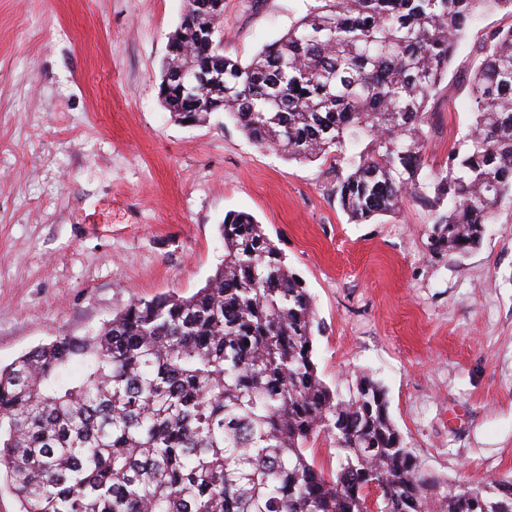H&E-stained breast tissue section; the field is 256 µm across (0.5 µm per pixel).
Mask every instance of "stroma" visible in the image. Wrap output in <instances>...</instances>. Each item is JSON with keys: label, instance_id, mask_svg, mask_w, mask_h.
I'll list each match as a JSON object with an SVG mask.
<instances>
[{"label": "stroma", "instance_id": "stroma-1", "mask_svg": "<svg viewBox=\"0 0 512 512\" xmlns=\"http://www.w3.org/2000/svg\"><path fill=\"white\" fill-rule=\"evenodd\" d=\"M310 0H224V53L249 63ZM185 0H0V366L130 302L188 297L224 261L219 226L250 213L305 282L320 378L367 375L425 469L476 486L512 476V221L462 257L429 248L430 208L352 223L349 153L299 162L227 114L175 121L158 97ZM482 17L431 102L424 173L472 121Z\"/></svg>", "mask_w": 512, "mask_h": 512}]
</instances>
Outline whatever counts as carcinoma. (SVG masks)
<instances>
[{
    "instance_id": "carcinoma-1",
    "label": "carcinoma",
    "mask_w": 512,
    "mask_h": 512,
    "mask_svg": "<svg viewBox=\"0 0 512 512\" xmlns=\"http://www.w3.org/2000/svg\"><path fill=\"white\" fill-rule=\"evenodd\" d=\"M512 0H313L243 65L214 51L222 8L186 0L159 97L176 120L231 115L296 160L367 146L336 195L362 224L402 198L435 210L433 251L463 256L512 204V25L486 33L469 77L463 152L419 181L430 100L458 40ZM204 72L194 96L172 69ZM224 265L189 297L133 301L84 336L0 368V491L17 512H512V478L468 487L406 449L383 387L344 394L313 360L311 297L262 225L229 212ZM75 363L83 366L72 374ZM334 435L336 469L307 459Z\"/></svg>"
}]
</instances>
